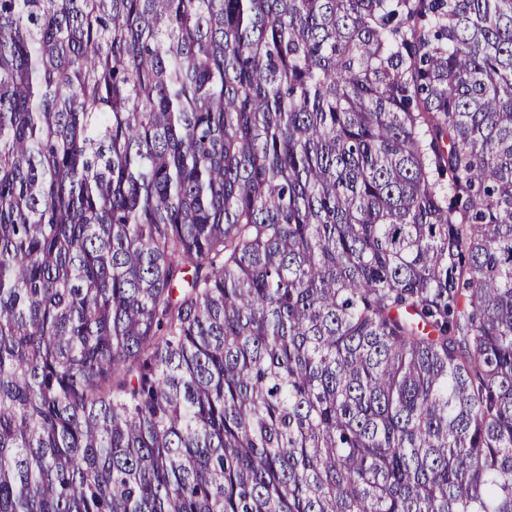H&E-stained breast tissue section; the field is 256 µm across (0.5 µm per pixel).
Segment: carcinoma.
I'll return each mask as SVG.
<instances>
[{
	"label": "carcinoma",
	"instance_id": "cac0c4a2",
	"mask_svg": "<svg viewBox=\"0 0 512 512\" xmlns=\"http://www.w3.org/2000/svg\"><path fill=\"white\" fill-rule=\"evenodd\" d=\"M0 512H512V0H0Z\"/></svg>",
	"mask_w": 512,
	"mask_h": 512
}]
</instances>
